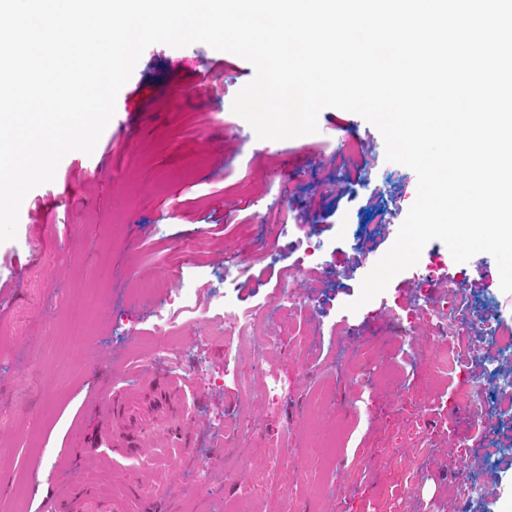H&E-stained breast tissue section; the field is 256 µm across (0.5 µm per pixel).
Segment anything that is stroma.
<instances>
[{
    "instance_id": "35a3bbf8",
    "label": "stroma",
    "mask_w": 512,
    "mask_h": 512,
    "mask_svg": "<svg viewBox=\"0 0 512 512\" xmlns=\"http://www.w3.org/2000/svg\"><path fill=\"white\" fill-rule=\"evenodd\" d=\"M203 70L208 83L192 91ZM254 75L247 60L203 43L149 46L94 152L67 154L54 181L25 197L15 240L0 243V512H40L46 495L78 491L89 480L115 495L157 488L148 512H224L225 499L238 497L279 445L293 454L275 494L252 492L241 512H499L491 488L512 478V420L490 425L504 452L483 470L473 420L448 415L457 375L426 385L422 368L433 347L414 336L399 352L407 377L388 386L385 366L372 362L377 385L361 395L365 411L351 413L358 395L330 333L338 322L355 346L394 340L401 326L423 319L418 297L435 298L457 278L478 305L495 307L503 336L512 337V295L500 288L495 258L481 252L458 263L443 242L431 241L416 265L349 311L363 278L397 237L416 198V175L387 161L376 127L338 108L320 112L316 133L258 139L231 109ZM352 139L367 142V160L337 161L342 141ZM378 216L386 225L372 253L354 264L355 244ZM315 240L335 299L328 316L295 323L315 335L322 355H334L336 367L323 369L296 337L281 335L274 361L259 368L280 381L276 405L257 400L246 411L248 454L201 473L191 452H210L217 422L241 411L240 390L225 373L224 328L207 317L214 291L227 287L242 311L265 304L282 263L304 258ZM266 242L279 262H254ZM230 263L239 270L228 281ZM145 278L153 293L128 296ZM177 278L194 289L197 311L173 325L190 358L203 359L220 380L188 382L183 430L190 450H163L150 437L136 455L102 459L89 402L112 398L117 387L148 398L139 368L152 363L159 342L146 332ZM397 300L408 306L399 322L386 313ZM76 307L87 313L78 342L68 318ZM325 387L337 400L332 422L308 420ZM315 432L332 434V458L300 453ZM462 476L485 492L458 500Z\"/></svg>"
}]
</instances>
